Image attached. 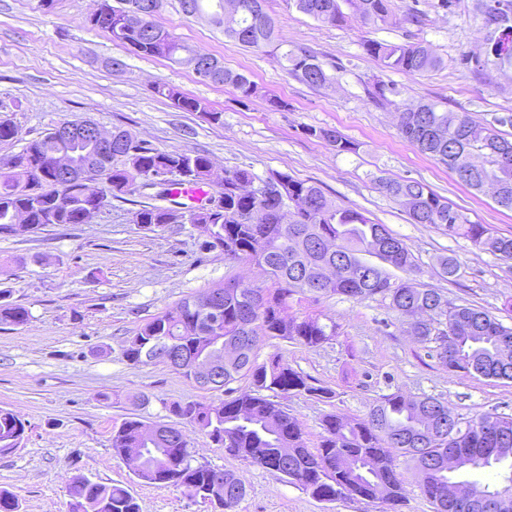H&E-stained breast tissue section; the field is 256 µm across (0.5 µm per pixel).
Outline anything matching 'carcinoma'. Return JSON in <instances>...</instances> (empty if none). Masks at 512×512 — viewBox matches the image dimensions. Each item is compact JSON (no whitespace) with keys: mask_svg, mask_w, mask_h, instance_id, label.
Segmentation results:
<instances>
[{"mask_svg":"<svg viewBox=\"0 0 512 512\" xmlns=\"http://www.w3.org/2000/svg\"><path fill=\"white\" fill-rule=\"evenodd\" d=\"M242 9V30L224 36L255 50H262L275 39V22L264 10V0H238ZM346 4L349 12L342 10ZM297 11L328 25L339 26L350 18L364 25L386 21L390 0H288ZM487 22L512 31V6L491 0L486 5ZM158 13L145 12L132 20L124 8L112 7L108 32L112 39L132 48L144 58H164L174 64L182 56L193 54L201 60L214 61L213 83L230 85L241 97L257 94L255 82L246 75L224 67L218 57L192 49L180 42L157 20ZM365 52L382 68L407 75H420L439 65L431 49L422 43L383 44L368 40ZM286 69L303 83L321 88L335 81L325 64L307 49L287 50L281 54ZM155 92L168 98L186 112H200L214 122L217 112H209L202 103L158 83ZM412 124L420 133L400 125L402 136L419 151L448 166L453 172L470 165L474 155L483 158L481 167L461 182L480 191L482 180L494 179L501 185V207L512 210V168L499 167L502 155L512 156V141L494 129L474 120L467 112H448L434 102L405 106ZM120 137L132 143L138 155L130 160L113 148L112 155L99 160L98 178L88 183L80 176L86 146L78 140L67 144L75 162L74 176L66 183L58 179L50 166L61 144L47 132L31 139L14 155L23 169L25 184L17 186L9 174L0 173V233H30L45 224H81L85 205L96 195L119 197L137 192V180L160 167L174 164L180 175L167 182L166 192L174 204L179 187H208L224 196V210L197 214L193 224L210 227V239L201 249L220 250L232 261H248L263 272L261 282L244 284L245 293L264 295L261 306L250 309L232 297L222 300L220 315L192 311L193 296L180 299L169 310L141 326L123 349V357L132 364L162 362L155 346L160 340L172 342L183 355L193 357L212 343L215 329L223 330L224 342L238 336L240 322L253 321V336L239 357L224 361V385L240 377L251 380V389L231 398L211 401H172L164 404L176 422H159L166 431L171 425L190 426L204 434L224 454L279 474L319 502H329L336 487L348 489V497L379 499L396 506L404 498L400 459L414 464V473L433 512H458L448 503V449L466 450L458 469L480 471L506 464L501 480L485 486L484 492L496 496L502 486L512 484V415L484 413L469 419L457 418L458 428L450 433L448 402L433 396L409 399L395 392L383 396L362 419L345 420L328 414L322 420L323 432L317 447L309 448L303 440L299 423L274 398L279 395L308 394L330 399L334 391L309 383V376L292 368L279 356L258 362V350L270 340H285L308 348H318L336 335V323L326 324L321 314L304 311L284 317L291 303L301 304L308 291L298 282L310 265L317 261L338 263L341 259L359 260L369 253L402 273L398 281L379 267L358 279L339 280L330 294L363 300L381 297L400 318L414 309L437 303L445 307L446 322L439 329L430 320L417 323L413 335L422 342H435L436 358L450 372L480 373L486 378L512 380V362L504 364L496 348L512 342V327L504 325L489 311L469 306L448 308V300L437 288L420 282L421 269L405 243L394 237L382 224L372 222L362 213L336 206L321 188L286 173L271 172L281 180L288 199L307 201L304 208L283 222L278 202L261 201L240 193V184L259 178L247 168L216 171L205 154L165 151L139 141L129 130L114 128ZM308 134L326 143L336 154L357 151V144L332 128H310ZM21 139L20 127L6 116L0 117V143ZM379 189L399 201L414 224H430L450 235H462L473 245L504 261H512V236H503L487 224L468 219L447 198L410 179L381 178ZM138 213L142 227L157 231L176 223L174 217L158 205H146ZM10 293L0 289V325L20 326L29 321L27 308L9 301ZM455 336L448 347V332ZM143 422L126 419L112 434V448L117 455L124 449L140 447L146 454L140 465L138 481L158 489L180 488L191 498H209L219 512H233L234 501L242 500L245 485L234 471L192 463L188 442L160 435L146 443L141 436ZM26 433L25 420L15 411L0 408V453L18 448ZM288 449V454L281 449ZM69 493L74 498V512H141L129 487L104 484L95 480L73 481Z\"/></svg>","mask_w":512,"mask_h":512,"instance_id":"carcinoma-1","label":"carcinoma"}]
</instances>
